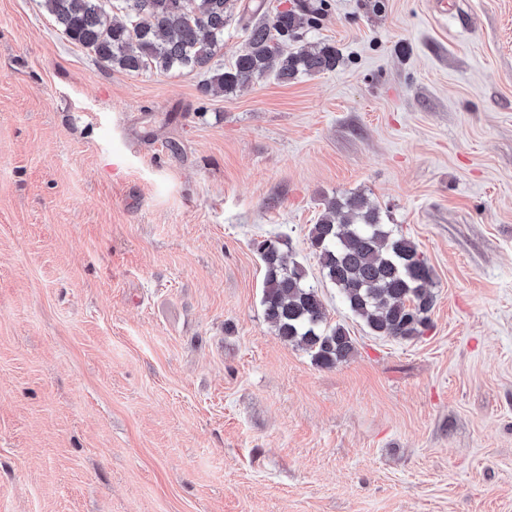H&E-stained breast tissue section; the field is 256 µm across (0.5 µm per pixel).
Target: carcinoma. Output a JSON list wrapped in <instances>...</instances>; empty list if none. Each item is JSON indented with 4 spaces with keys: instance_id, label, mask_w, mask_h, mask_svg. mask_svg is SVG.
<instances>
[{
    "instance_id": "obj_1",
    "label": "carcinoma",
    "mask_w": 512,
    "mask_h": 512,
    "mask_svg": "<svg viewBox=\"0 0 512 512\" xmlns=\"http://www.w3.org/2000/svg\"><path fill=\"white\" fill-rule=\"evenodd\" d=\"M108 0H43L55 26L68 41L95 58L128 72L202 70L224 48V26L237 0H121L125 20H108ZM312 19L292 9L262 14L251 23L246 47L230 66L202 85L204 95L232 93L258 78L282 84L300 75L336 67V50L288 48ZM323 277L338 288L350 311L372 334L412 338L426 326L435 296L433 270L416 244L381 221L360 194L326 202L309 233ZM265 267L262 306L265 320L283 341L309 353L316 365L349 360L354 342L341 325L326 324L318 288L305 270L289 263L280 242H256Z\"/></svg>"
}]
</instances>
